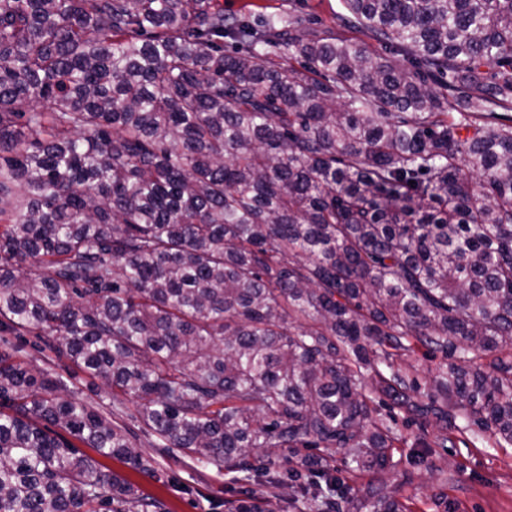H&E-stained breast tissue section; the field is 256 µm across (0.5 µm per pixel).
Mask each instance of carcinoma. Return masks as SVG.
Listing matches in <instances>:
<instances>
[{
	"label": "carcinoma",
	"mask_w": 512,
	"mask_h": 512,
	"mask_svg": "<svg viewBox=\"0 0 512 512\" xmlns=\"http://www.w3.org/2000/svg\"><path fill=\"white\" fill-rule=\"evenodd\" d=\"M342 7L399 59L220 0H0V333L300 512H412L334 463L392 466L374 401L512 446V0ZM69 383L0 353V512H166L80 453L151 469ZM409 362L414 366L413 375L423 384L428 379L429 372L433 371L440 362V355L433 358L425 348H419L409 359Z\"/></svg>",
	"instance_id": "obj_1"
}]
</instances>
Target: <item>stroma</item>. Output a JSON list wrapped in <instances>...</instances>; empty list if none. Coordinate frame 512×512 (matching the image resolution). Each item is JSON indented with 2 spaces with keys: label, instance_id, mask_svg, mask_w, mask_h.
Masks as SVG:
<instances>
[{
  "label": "stroma",
  "instance_id": "stroma-1",
  "mask_svg": "<svg viewBox=\"0 0 512 512\" xmlns=\"http://www.w3.org/2000/svg\"><path fill=\"white\" fill-rule=\"evenodd\" d=\"M228 13L240 12L245 4L266 6L268 12L283 10L311 14L336 34L365 41L375 55L387 50L375 40L364 39L362 33L340 27L336 15L342 0H222ZM20 357L27 366L51 368L60 374H73L70 395L100 412L112 416L132 432V441L142 454L153 461L154 474L146 475L130 469L118 460L97 455L85 449V456L95 459L99 468L127 478L144 493L161 498L169 512H224V502L243 496L245 487L230 483L224 473L196 464L179 452L157 447L154 436L140 423L133 404H112L105 381L91 378L76 370L67 358L50 355L33 345L29 336L0 335V352ZM390 419L389 411L373 405L372 422ZM393 420V419H390ZM394 427L405 442L394 449L396 468L383 478L399 500H412L414 512H512V447H498L490 434L484 433L470 441L449 435L448 445L434 449L426 464H416L419 441H432L437 433L434 422L424 420H393Z\"/></svg>",
  "mask_w": 512,
  "mask_h": 512
}]
</instances>
